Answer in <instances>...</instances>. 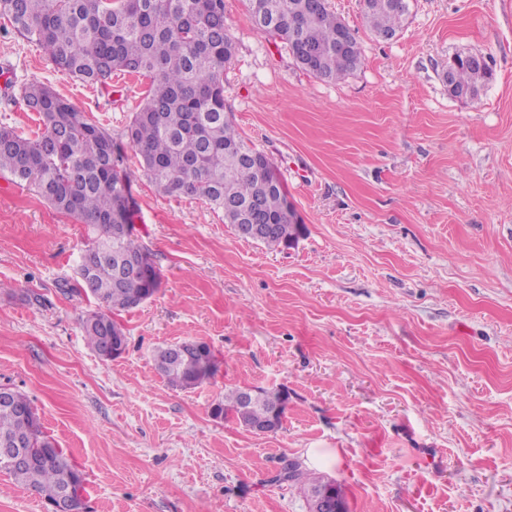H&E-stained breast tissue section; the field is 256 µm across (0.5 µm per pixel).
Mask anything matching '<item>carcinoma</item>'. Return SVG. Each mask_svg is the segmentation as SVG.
<instances>
[{
  "instance_id": "cac0c4a2",
  "label": "carcinoma",
  "mask_w": 512,
  "mask_h": 512,
  "mask_svg": "<svg viewBox=\"0 0 512 512\" xmlns=\"http://www.w3.org/2000/svg\"><path fill=\"white\" fill-rule=\"evenodd\" d=\"M252 22L288 46L297 63L314 77L333 82L359 67L362 49L328 0H247ZM409 5L402 0H365L372 32L384 39L404 27ZM0 18L12 32L40 46L63 76L106 85L127 73L148 80L143 104L124 130L146 177L163 193L205 198L224 213V223L267 224L261 243L288 248L305 226H288L285 194L271 186L274 160L248 144L224 118V68L235 43L224 15V0H0ZM448 92L474 95L492 76L488 61L462 55L448 61ZM20 98L38 115L41 132L25 137L0 123V177L29 183L58 213L90 227L95 237L81 256L71 294L94 298L103 310L82 318L89 347L104 360L107 344L121 327L112 314L134 309L154 296L161 275L135 231L115 237L118 224H131L138 209L129 178L118 168L120 147L103 127L50 86L31 82ZM126 256L149 260L152 278L124 269ZM158 373L173 390L211 382L217 362L210 346L183 341L154 354ZM246 389L224 391L211 413H232L239 424L285 409L288 390L258 388L247 413L238 409ZM25 439L28 463L13 467L0 459V471L42 496L47 508L69 498V512H82V474L42 431L27 397L10 392L0 405V444ZM343 496L334 481L286 460L272 483Z\"/></svg>"
}]
</instances>
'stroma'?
I'll list each match as a JSON object with an SVG mask.
<instances>
[{"instance_id": "1", "label": "stroma", "mask_w": 512, "mask_h": 512, "mask_svg": "<svg viewBox=\"0 0 512 512\" xmlns=\"http://www.w3.org/2000/svg\"><path fill=\"white\" fill-rule=\"evenodd\" d=\"M362 47L325 82L224 0L236 45L224 100L275 161L305 226L289 248L237 236L201 198L168 196L130 147L121 170L158 292L116 315L101 359L64 293L89 237L29 184L0 178V387L23 393L85 479L84 512H308L271 478L284 460L340 485L349 512H512V0H409L375 37L364 0H329ZM479 53L478 97L448 94L451 57ZM51 86L115 141L145 79L62 76L0 30V122L40 127L7 85ZM207 343L212 382L180 391L158 347ZM228 387L286 388L282 427L256 435L211 406Z\"/></svg>"}]
</instances>
